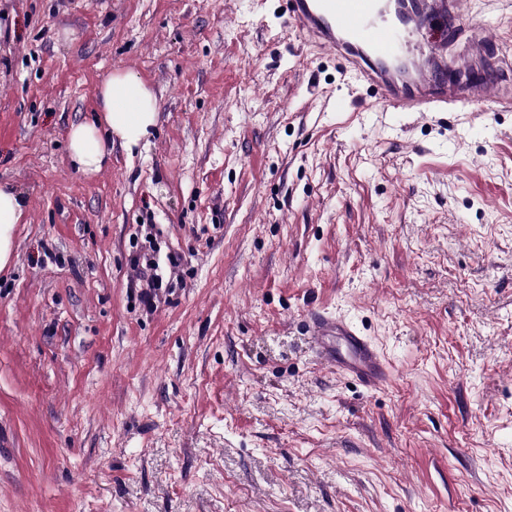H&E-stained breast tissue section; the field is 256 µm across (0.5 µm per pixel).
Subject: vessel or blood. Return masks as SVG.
Here are the masks:
<instances>
[{
  "label": "vessel or blood",
  "instance_id": "1",
  "mask_svg": "<svg viewBox=\"0 0 512 512\" xmlns=\"http://www.w3.org/2000/svg\"><path fill=\"white\" fill-rule=\"evenodd\" d=\"M463 0H286L284 16L312 46L395 112L458 107L512 109V84L490 64L485 38L461 27ZM311 337L321 362L366 388L388 376L373 342L340 316L315 312Z\"/></svg>",
  "mask_w": 512,
  "mask_h": 512
}]
</instances>
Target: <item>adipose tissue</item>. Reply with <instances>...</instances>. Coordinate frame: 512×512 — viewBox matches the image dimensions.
Instances as JSON below:
<instances>
[{"label": "adipose tissue", "mask_w": 512, "mask_h": 512, "mask_svg": "<svg viewBox=\"0 0 512 512\" xmlns=\"http://www.w3.org/2000/svg\"><path fill=\"white\" fill-rule=\"evenodd\" d=\"M157 119L153 91L136 75L110 74L102 83L98 111L94 118L78 123L69 131V152L74 166L92 176L108 161L113 140L126 148L147 141ZM26 207L23 195L7 184H0V269L13 254L15 227Z\"/></svg>", "instance_id": "adipose-tissue-1"}]
</instances>
